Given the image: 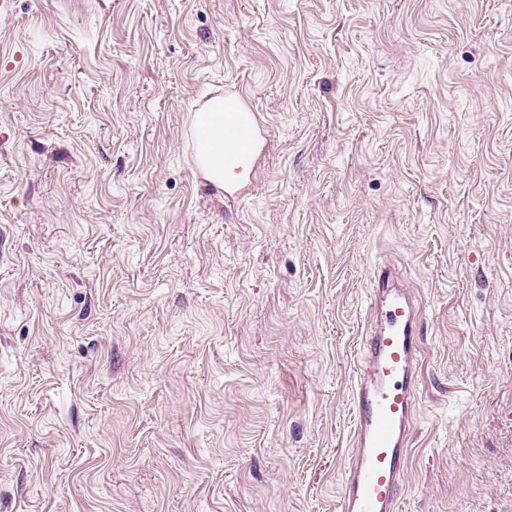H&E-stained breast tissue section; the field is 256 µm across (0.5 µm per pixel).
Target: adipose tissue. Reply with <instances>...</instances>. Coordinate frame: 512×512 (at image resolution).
<instances>
[{
	"instance_id": "obj_1",
	"label": "adipose tissue",
	"mask_w": 512,
	"mask_h": 512,
	"mask_svg": "<svg viewBox=\"0 0 512 512\" xmlns=\"http://www.w3.org/2000/svg\"><path fill=\"white\" fill-rule=\"evenodd\" d=\"M253 121L248 109L238 103H226L220 96L194 113L196 160L208 182L222 189H234L246 181L255 150L241 146L239 127Z\"/></svg>"
}]
</instances>
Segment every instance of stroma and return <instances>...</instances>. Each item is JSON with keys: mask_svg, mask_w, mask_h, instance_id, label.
I'll return each mask as SVG.
<instances>
[{"mask_svg": "<svg viewBox=\"0 0 512 512\" xmlns=\"http://www.w3.org/2000/svg\"><path fill=\"white\" fill-rule=\"evenodd\" d=\"M228 93L232 194L191 134ZM386 262L399 512H512V0L0 10V512H337ZM238 123L255 126L248 109L239 102L227 104L221 96L207 101L193 115L197 164L204 178L222 189L237 188L247 180L256 152V146L240 145Z\"/></svg>", "mask_w": 512, "mask_h": 512, "instance_id": "1", "label": "stroma"}]
</instances>
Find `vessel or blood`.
Wrapping results in <instances>:
<instances>
[{
	"instance_id": "1",
	"label": "vessel or blood",
	"mask_w": 512,
	"mask_h": 512,
	"mask_svg": "<svg viewBox=\"0 0 512 512\" xmlns=\"http://www.w3.org/2000/svg\"><path fill=\"white\" fill-rule=\"evenodd\" d=\"M351 390L352 451L340 475L338 512H397L416 415L420 307L380 266Z\"/></svg>"
}]
</instances>
